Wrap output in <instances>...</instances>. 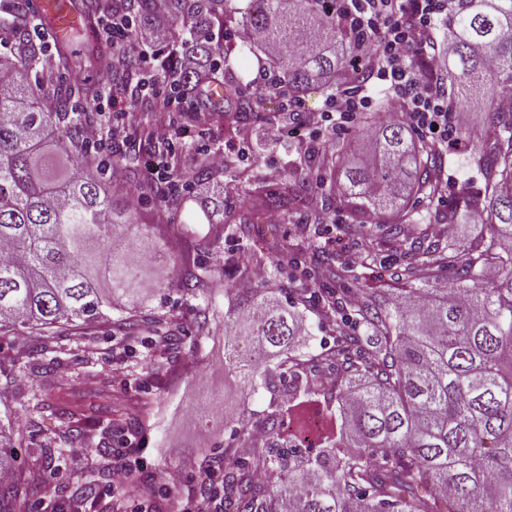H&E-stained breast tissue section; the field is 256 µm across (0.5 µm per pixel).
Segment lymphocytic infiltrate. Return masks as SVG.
Returning a JSON list of instances; mask_svg holds the SVG:
<instances>
[{"mask_svg": "<svg viewBox=\"0 0 512 512\" xmlns=\"http://www.w3.org/2000/svg\"><path fill=\"white\" fill-rule=\"evenodd\" d=\"M336 10L344 27L358 36L354 49L357 60L371 67L390 93L399 120L419 132L430 147L454 136L455 108L442 78L450 45L435 36L439 17L448 12L447 0H336ZM136 26L137 19L130 11L105 14L100 22L96 34L117 50L118 63L131 57ZM333 81L343 91L330 99L321 118L330 123L332 131L339 132L357 125L371 100L349 88L345 72H337ZM107 103L112 109L111 123L85 120L80 127L82 142L121 155L136 145L135 139L126 136V129L138 114H147L148 139L159 150L147 172L160 182L179 169V153L174 146L178 117L196 120L206 108L202 98L173 90L162 81L153 82L129 107H119L112 97ZM321 124L306 125L311 140L317 143L324 137ZM130 455L126 447L112 451V483L102 493L112 505L110 512H210L208 499L176 494L184 478L198 470L195 460H185L168 471L165 487L159 491L140 485Z\"/></svg>", "mask_w": 512, "mask_h": 512, "instance_id": "obj_1", "label": "lymphocytic infiltrate"}]
</instances>
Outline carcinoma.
<instances>
[{"label": "carcinoma", "mask_w": 512, "mask_h": 512, "mask_svg": "<svg viewBox=\"0 0 512 512\" xmlns=\"http://www.w3.org/2000/svg\"><path fill=\"white\" fill-rule=\"evenodd\" d=\"M329 0H134L140 22L164 9L172 20L171 47L162 58L163 74L183 91L191 88L237 112H255L260 97L227 80L224 62L237 44L224 33L250 28L262 40L250 46L267 60L266 91L298 97L348 68L351 86L363 87L367 68L336 52L350 36ZM451 51L443 78L450 97L463 108L485 96L493 119L467 137L481 144L478 162L485 186L474 194L463 185L448 202V214L418 206L443 192L438 177L441 155L405 134L397 120L378 126L361 141L366 160L348 159L339 143L323 154L335 178V191L356 216H388L395 224L456 223L479 215L487 234L478 238L407 246L393 237L391 248L411 256L389 288H358L349 304L361 333L344 327L341 298L325 297V314L336 325V359L323 398L336 404L342 424L336 438L304 448L288 437L279 447L283 421L275 411L299 392L317 387L310 360L295 352L300 335L298 302L272 300L258 288H245V302L224 317L225 367L254 389L271 393L274 411L263 441L251 446V461L226 450L212 455L224 470L221 493L212 483L200 492L218 499L222 512H512V112L498 110L512 99V0H451L446 16ZM199 56L194 73L174 66L178 53ZM67 52L42 78H29L19 61L0 60L14 71L0 93V337L23 333L42 353L56 339L104 323L131 336L136 315L112 317L122 297L135 294L139 253L115 245L119 223L107 191L113 171L97 163L85 174L86 152L76 125L67 122L83 85L63 86L53 70H69ZM71 150L76 173L53 178L44 162L49 149ZM307 195L297 181L276 193L244 186L241 205L251 214L275 206L286 215L303 207ZM218 234H235L224 224V186L212 188L202 208ZM188 291L204 287L208 266L184 259ZM454 269L446 291L430 281ZM254 341L258 351L241 358L239 343ZM10 416L0 419V469L15 471L18 453ZM59 468L52 453L39 462V477L0 483V512H26L30 500L52 486Z\"/></svg>", "instance_id": "carcinoma-1"}]
</instances>
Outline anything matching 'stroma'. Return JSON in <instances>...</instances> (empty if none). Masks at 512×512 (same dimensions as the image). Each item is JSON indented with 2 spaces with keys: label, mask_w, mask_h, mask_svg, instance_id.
Returning <instances> with one entry per match:
<instances>
[{
  "label": "stroma",
  "mask_w": 512,
  "mask_h": 512,
  "mask_svg": "<svg viewBox=\"0 0 512 512\" xmlns=\"http://www.w3.org/2000/svg\"><path fill=\"white\" fill-rule=\"evenodd\" d=\"M260 108L253 113L230 110L210 115L205 124L183 119L174 143L182 147L181 162L196 183L207 181L240 184L249 178L268 191L278 182L265 176L269 166L282 173L295 170L318 172L306 154L309 138L279 135L283 121L281 98L262 93ZM486 104L460 109L452 142L440 149L449 187L466 182L482 188L485 173L478 166L479 148L463 135L471 126L487 122ZM212 141L224 151L226 165L206 168L188 143ZM128 177L123 191L113 193L115 203L140 200L139 217L127 235L144 254L140 268L138 301L140 330L133 339L110 333L105 325L86 327L80 337L57 340L50 354H37L31 343L15 337L0 338V415L11 414L22 437L21 456L25 475L44 451L54 453L64 478L52 485L40 502L45 512L71 508L72 493L80 485L98 480L107 485L110 473L101 464L102 454L138 443L154 481L188 458L204 459L216 447L233 448L236 456L248 458L249 450L231 436L237 421L249 430H266L271 395L250 391L224 371V317L242 304L238 275L228 265L229 257H249L250 267L261 268L266 277L260 286L270 297L286 298L299 287L300 271L313 265L314 252L335 258L340 276L324 274L315 285L318 295L331 293L346 298L355 288L386 284L404 262L403 256L386 247L391 227L385 223L361 224L343 204H328V188L308 183L307 208L294 213L290 223L272 225L276 210H268L259 223L246 218L238 197L226 199L224 221L235 228L231 237L218 236L215 225L196 223L194 209L203 195L161 193L149 183L144 157L125 160ZM378 243L372 266L358 262L365 240ZM191 254L206 262L211 277L205 292L191 294L183 287L181 255ZM211 305L214 316L201 323L199 309ZM316 302L300 308L303 334L298 350L315 361L318 378L334 375L335 364L321 360L334 349L336 329L316 312ZM167 311L171 318L155 322L153 316ZM157 336L174 337L163 350L153 347ZM39 362L53 365L48 380H41L32 367ZM84 429L91 459L80 461L65 453L69 432Z\"/></svg>",
  "instance_id": "stroma-1"
}]
</instances>
